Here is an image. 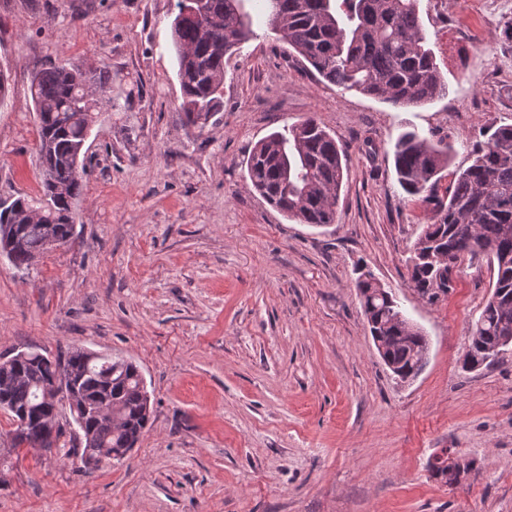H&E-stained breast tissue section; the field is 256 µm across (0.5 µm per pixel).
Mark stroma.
Masks as SVG:
<instances>
[{
	"instance_id": "obj_1",
	"label": "stroma",
	"mask_w": 512,
	"mask_h": 512,
	"mask_svg": "<svg viewBox=\"0 0 512 512\" xmlns=\"http://www.w3.org/2000/svg\"><path fill=\"white\" fill-rule=\"evenodd\" d=\"M175 3L0 0V197L40 193L34 73L106 67L118 103L85 144L73 239L26 271L0 256V357L119 355L153 402L122 461L0 457V512H512V353L462 367L491 272L465 260L447 296H418L406 259L431 207L400 188L392 154L404 132L447 134L454 172L482 125L512 123V11L418 0L448 93L395 108L324 81L245 0L254 36L201 130L181 109ZM310 116L347 155L324 227L288 220L246 177L257 141ZM360 264L430 340L413 380L380 358ZM446 449L475 462L460 484L428 468Z\"/></svg>"
}]
</instances>
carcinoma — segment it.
<instances>
[{
	"label": "carcinoma",
	"instance_id": "1",
	"mask_svg": "<svg viewBox=\"0 0 512 512\" xmlns=\"http://www.w3.org/2000/svg\"><path fill=\"white\" fill-rule=\"evenodd\" d=\"M243 0H177L172 40L187 123L204 128L223 106L224 61L252 35ZM268 25L325 81L398 108L428 105L448 92L428 45L417 0H267ZM112 75L105 70H75L52 64L35 73L31 94L37 115L41 190L36 197L3 200L0 253L18 270H27L50 240L74 235L73 201L82 193L86 168L80 147L85 132L103 108L116 104L108 93ZM446 138L416 131L400 135L393 146L394 169L402 189L432 204L409 257L410 280L430 301L448 294V267L433 260L445 251L475 260L484 257L493 271V292L471 324L466 353H479L512 336V124L485 126L472 147V162L453 173L445 195L438 184L450 162ZM345 156L336 139L314 118L283 127L257 142L246 160L248 179L271 206L299 224L335 222L344 178ZM371 336L388 346L387 357L401 370L414 367V351L429 346L420 329L394 318L402 313L387 291L358 278ZM71 377L84 400L106 401L107 413L77 424L65 449L58 423L61 403L55 387ZM0 407L15 425L12 448H50L78 453L83 467L123 460L136 446L151 415V398L138 366L120 357H99L81 347L56 356L37 350L0 362ZM448 467L440 457L429 463L436 478L454 485L469 473Z\"/></svg>",
	"mask_w": 512,
	"mask_h": 512
}]
</instances>
